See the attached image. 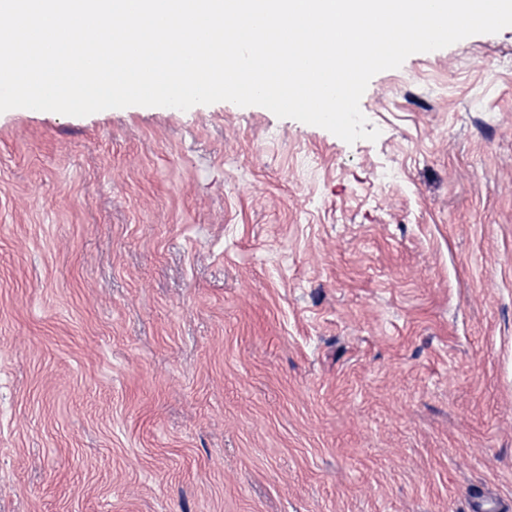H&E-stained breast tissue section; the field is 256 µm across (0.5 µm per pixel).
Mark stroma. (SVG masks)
I'll return each mask as SVG.
<instances>
[{"label":"stroma","mask_w":512,"mask_h":512,"mask_svg":"<svg viewBox=\"0 0 512 512\" xmlns=\"http://www.w3.org/2000/svg\"><path fill=\"white\" fill-rule=\"evenodd\" d=\"M360 108L0 113V512L512 505V27Z\"/></svg>","instance_id":"35a3bbf8"}]
</instances>
